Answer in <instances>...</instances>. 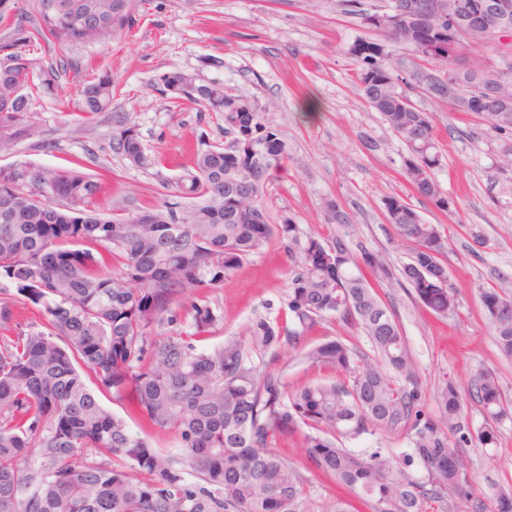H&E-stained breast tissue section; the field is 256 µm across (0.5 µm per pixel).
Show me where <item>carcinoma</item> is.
I'll return each instance as SVG.
<instances>
[{
  "instance_id": "carcinoma-1",
  "label": "carcinoma",
  "mask_w": 512,
  "mask_h": 512,
  "mask_svg": "<svg viewBox=\"0 0 512 512\" xmlns=\"http://www.w3.org/2000/svg\"><path fill=\"white\" fill-rule=\"evenodd\" d=\"M42 2L31 35L0 45V151L38 135L30 115L38 62L18 44L103 41L129 24L134 8V0H59L61 14L51 17ZM392 2L398 9L385 26L360 12L384 41L358 39L347 54L363 98L406 146L413 190L451 211L456 202L432 177L441 162L433 115L410 93L422 76L446 77L459 92L452 105L512 134V80L497 71L512 68V14L463 52L473 5L495 0H446L441 10L436 0ZM389 43L416 57L411 72L393 65ZM489 43L500 61L472 54ZM160 81L173 102L224 113L226 141L197 154L175 184L189 209L165 200L114 217L100 184L78 168L0 167V512H298L308 481L276 452L297 432L309 472L336 480L368 512H429L450 492L468 497L472 475L459 447L496 445L497 425L512 421V398L482 370L474 389L485 426L471 431L451 379L434 394L437 412L429 411L392 306L373 287L408 286L425 309L454 313L448 240L438 225L400 196L385 200L387 222L413 245L410 262L396 268L341 234L302 238L290 217L269 223L267 184L290 159L277 126L221 85H187L179 72ZM114 97L101 76L80 89L81 109L103 112ZM112 151L139 167L162 161L132 126L112 134ZM322 213L326 224L351 223L332 197ZM274 243L296 265L288 318L258 317L246 340L201 347L220 320L206 290ZM479 300L500 353L511 358L512 296L481 288ZM20 308L38 319L19 322ZM328 319L364 334L373 354L341 338L321 342L304 358L336 379L295 388L252 364L249 353L300 347ZM89 376L128 402L145 435L101 405ZM149 432L174 435L180 454L161 452ZM375 435L406 439L422 474L394 467L381 443L342 446Z\"/></svg>"
}]
</instances>
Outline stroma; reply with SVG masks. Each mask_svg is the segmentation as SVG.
Segmentation results:
<instances>
[{
    "label": "stroma",
    "mask_w": 512,
    "mask_h": 512,
    "mask_svg": "<svg viewBox=\"0 0 512 512\" xmlns=\"http://www.w3.org/2000/svg\"><path fill=\"white\" fill-rule=\"evenodd\" d=\"M131 27L102 42L39 43L38 75L60 61H74L33 105L37 138L0 151V167L20 162L48 168L81 164L101 182L103 202L114 215L136 213L165 200L170 184L195 154L224 140L223 115L174 106L160 77L180 72L196 84L218 83L254 99L285 136L286 172L267 186L271 223L291 217L303 233H348L351 242L382 253L396 267L413 247L397 237L384 208L396 195L411 203L448 239V272L457 289L455 314L424 309L408 287L387 291L414 359L432 395L444 379L466 397L472 428L484 422L472 395L478 370L496 373L512 396V360L496 347L490 318L478 301L482 288L512 292V171L501 167V137L473 114L412 93L434 116L441 164L433 178L457 208L445 212L419 197L404 176L407 151L400 138L359 97L356 70L346 50L356 39H378L375 30L348 12L343 0H138ZM106 75L117 96L105 111L88 116L76 106L90 79ZM130 121L148 152L163 164L140 168L112 152V134ZM333 197L350 214L349 224L322 222L321 204ZM483 246H475L473 234ZM288 293V253L265 249L250 256L209 299L221 320L208 346L245 334L258 316H277ZM261 371L282 375L289 385L329 380L308 367L300 350L282 348L277 358L253 355ZM461 452L473 475L470 499L454 498L452 512H472L471 499L491 503L495 491H512V425L503 424L492 448L468 444Z\"/></svg>",
    "instance_id": "stroma-1"
}]
</instances>
